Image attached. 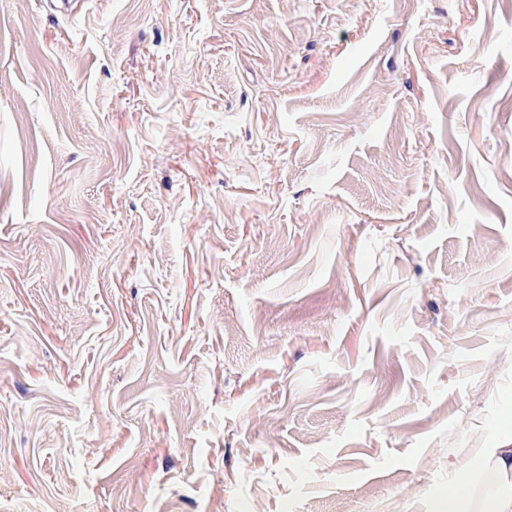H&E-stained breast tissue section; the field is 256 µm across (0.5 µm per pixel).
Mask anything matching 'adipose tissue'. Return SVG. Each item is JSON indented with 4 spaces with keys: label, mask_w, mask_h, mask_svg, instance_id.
<instances>
[{
    "label": "adipose tissue",
    "mask_w": 512,
    "mask_h": 512,
    "mask_svg": "<svg viewBox=\"0 0 512 512\" xmlns=\"http://www.w3.org/2000/svg\"><path fill=\"white\" fill-rule=\"evenodd\" d=\"M482 447L470 449L465 464L455 470L431 502L428 512H512V442H498L497 427H490ZM490 478L492 487L477 499L474 483Z\"/></svg>",
    "instance_id": "1"
}]
</instances>
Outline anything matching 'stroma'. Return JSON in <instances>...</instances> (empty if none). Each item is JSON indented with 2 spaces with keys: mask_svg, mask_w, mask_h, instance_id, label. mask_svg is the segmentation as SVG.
<instances>
[{
  "mask_svg": "<svg viewBox=\"0 0 512 512\" xmlns=\"http://www.w3.org/2000/svg\"><path fill=\"white\" fill-rule=\"evenodd\" d=\"M512 415V0H0V512H427Z\"/></svg>",
  "mask_w": 512,
  "mask_h": 512,
  "instance_id": "1",
  "label": "stroma"
}]
</instances>
